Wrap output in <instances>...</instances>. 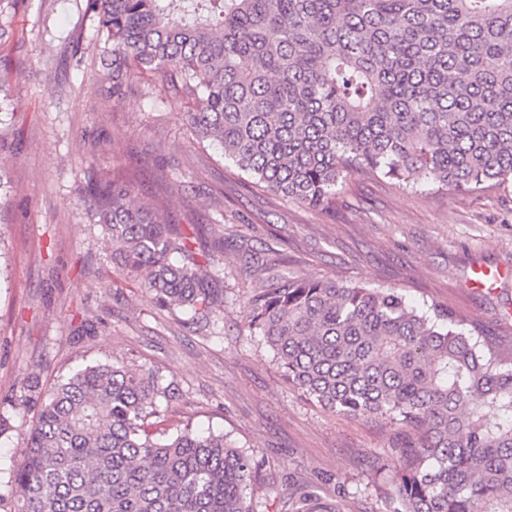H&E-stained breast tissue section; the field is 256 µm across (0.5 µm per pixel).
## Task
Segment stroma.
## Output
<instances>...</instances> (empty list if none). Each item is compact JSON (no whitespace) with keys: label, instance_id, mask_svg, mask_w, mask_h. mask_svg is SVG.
I'll return each instance as SVG.
<instances>
[{"label":"stroma","instance_id":"35a3bbf8","mask_svg":"<svg viewBox=\"0 0 512 512\" xmlns=\"http://www.w3.org/2000/svg\"><path fill=\"white\" fill-rule=\"evenodd\" d=\"M85 0H15L0 42V415L33 370L50 387L78 366L124 361L175 393L166 424L223 433L265 460L257 512H288L294 482L341 512H389L393 431L321 407L284 380L245 326L273 251L288 271L401 290L512 336V185L471 194L402 189L368 173L346 181L329 217L260 188L245 189L215 145H198L153 77L113 103L96 73L107 35ZM131 180L162 200L171 223L224 240V309L212 324L159 310L150 295L113 288L106 232L83 189L89 177ZM503 270L473 288L477 266ZM94 335H78L82 320Z\"/></svg>","mask_w":512,"mask_h":512}]
</instances>
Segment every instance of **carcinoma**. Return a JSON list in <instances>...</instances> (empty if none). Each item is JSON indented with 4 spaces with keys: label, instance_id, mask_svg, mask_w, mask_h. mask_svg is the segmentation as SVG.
Returning a JSON list of instances; mask_svg holds the SVG:
<instances>
[{
    "label": "carcinoma",
    "instance_id": "carcinoma-1",
    "mask_svg": "<svg viewBox=\"0 0 512 512\" xmlns=\"http://www.w3.org/2000/svg\"><path fill=\"white\" fill-rule=\"evenodd\" d=\"M112 42L116 103L158 76L200 142L266 190L324 214L379 173L457 193L512 184V0H86ZM85 195L112 262L166 310L224 306V267L120 176ZM246 323L288 385L333 413L396 429L390 512H512V340L396 288L281 272ZM158 378L76 368L12 402L23 436L7 512H254L255 455L191 425L160 431ZM34 411V420L26 415ZM290 512H340L312 485Z\"/></svg>",
    "mask_w": 512,
    "mask_h": 512
}]
</instances>
